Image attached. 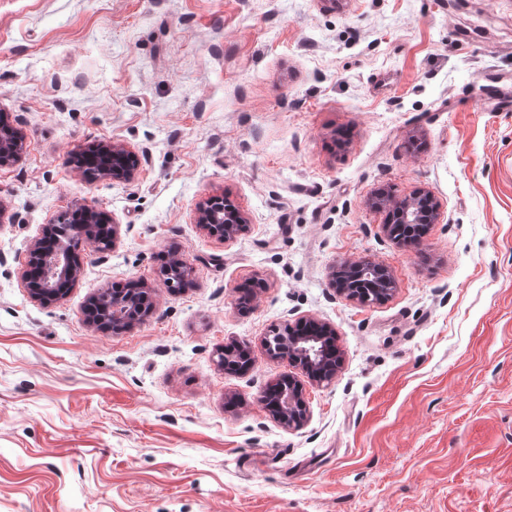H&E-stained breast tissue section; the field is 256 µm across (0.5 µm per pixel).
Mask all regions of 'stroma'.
<instances>
[{
  "instance_id": "stroma-1",
  "label": "stroma",
  "mask_w": 512,
  "mask_h": 512,
  "mask_svg": "<svg viewBox=\"0 0 512 512\" xmlns=\"http://www.w3.org/2000/svg\"><path fill=\"white\" fill-rule=\"evenodd\" d=\"M492 78L512 83V0H0V111L24 139L0 167V512H512V109H447ZM112 143L132 181L67 161ZM419 187L441 209L414 254L372 201ZM211 196L249 231L196 224ZM83 206L118 242L80 247L43 305L31 245ZM359 260L392 272L381 302L331 288ZM130 283L152 315L87 323ZM304 317L344 363L288 430L260 396L293 367L264 338ZM233 340L248 373L214 362ZM72 251L73 248L70 247L64 260L61 258L55 265V283L52 286L46 283L45 268L40 274L34 271L31 280H29V270L23 272L26 287L33 299L44 304L52 303L65 298L75 287L80 277V268L72 259Z\"/></svg>"
}]
</instances>
